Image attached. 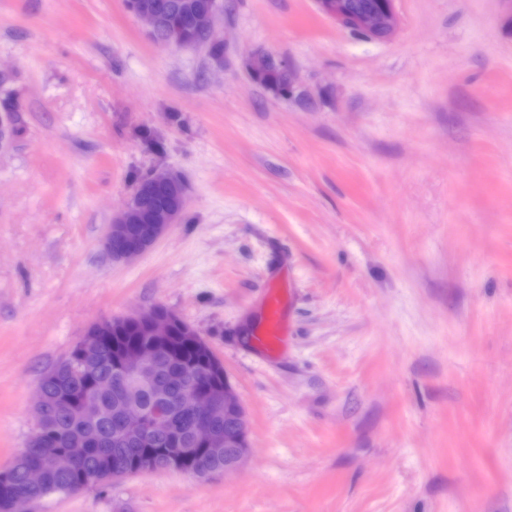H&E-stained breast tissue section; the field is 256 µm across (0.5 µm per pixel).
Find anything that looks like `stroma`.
Masks as SVG:
<instances>
[{
	"label": "stroma",
	"mask_w": 512,
	"mask_h": 512,
	"mask_svg": "<svg viewBox=\"0 0 512 512\" xmlns=\"http://www.w3.org/2000/svg\"><path fill=\"white\" fill-rule=\"evenodd\" d=\"M221 6L215 54L153 41L123 0H0V470L41 374L161 305L223 363L244 464L30 512H512V0H396L385 41L314 0ZM262 55L292 96L253 80ZM161 167L180 223L112 262L114 212Z\"/></svg>",
	"instance_id": "35a3bbf8"
}]
</instances>
